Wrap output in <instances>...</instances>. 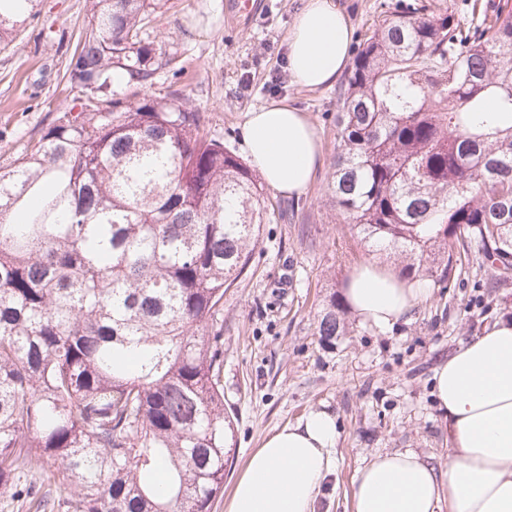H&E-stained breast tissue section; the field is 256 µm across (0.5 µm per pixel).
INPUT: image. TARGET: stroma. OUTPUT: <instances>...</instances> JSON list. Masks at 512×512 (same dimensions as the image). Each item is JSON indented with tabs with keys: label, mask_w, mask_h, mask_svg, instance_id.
<instances>
[{
	"label": "stroma",
	"mask_w": 512,
	"mask_h": 512,
	"mask_svg": "<svg viewBox=\"0 0 512 512\" xmlns=\"http://www.w3.org/2000/svg\"><path fill=\"white\" fill-rule=\"evenodd\" d=\"M161 2L148 33L171 64L157 73L153 95L173 84L185 90L209 135L238 155L247 112L273 100L307 112L323 139L322 165L305 195L270 197L294 207V220L263 226L247 272L224 293V406L234 433L214 512H226L251 453L312 410L331 413L339 433L317 512H353L355 476L373 455L411 448L447 461L448 420L434 372L462 343L512 316V271L468 257L461 278L435 284L407 321L382 331L350 311L347 334L322 344L318 313L370 256L327 193L339 89L301 88L286 67V34L303 0H258L247 21L229 16L227 0ZM410 2L340 0L359 44L374 21ZM87 7V0H34L16 38L0 44V165L68 104L64 72Z\"/></svg>",
	"instance_id": "stroma-1"
}]
</instances>
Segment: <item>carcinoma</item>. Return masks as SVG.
Returning a JSON list of instances; mask_svg holds the SVG:
<instances>
[{
  "mask_svg": "<svg viewBox=\"0 0 512 512\" xmlns=\"http://www.w3.org/2000/svg\"><path fill=\"white\" fill-rule=\"evenodd\" d=\"M72 105L0 166V487L27 512H211L224 489V289L274 207L144 38L155 0H87ZM32 0H0V41ZM423 0L367 34L327 191L403 276L512 269V4ZM124 74L123 91L112 73ZM346 333L332 296L316 335Z\"/></svg>",
  "mask_w": 512,
  "mask_h": 512,
  "instance_id": "obj_1",
  "label": "carcinoma"
}]
</instances>
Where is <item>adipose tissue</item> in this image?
Wrapping results in <instances>:
<instances>
[{
  "label": "adipose tissue",
  "mask_w": 512,
  "mask_h": 512,
  "mask_svg": "<svg viewBox=\"0 0 512 512\" xmlns=\"http://www.w3.org/2000/svg\"><path fill=\"white\" fill-rule=\"evenodd\" d=\"M353 40L339 0H306L286 37L293 82L310 89L334 85ZM242 140L272 190L288 197L307 190L322 150L304 112L281 101L254 109ZM430 295L426 283L372 263L354 268L344 291L349 309L381 330ZM433 380L448 419L446 468L410 448L377 454L357 473L354 512H512V317L462 344ZM337 440L336 421L323 410L276 431L250 456L227 512H315Z\"/></svg>",
  "instance_id": "adipose-tissue-1"
}]
</instances>
